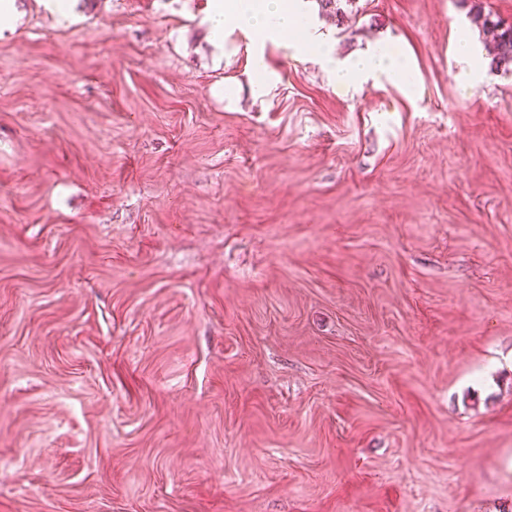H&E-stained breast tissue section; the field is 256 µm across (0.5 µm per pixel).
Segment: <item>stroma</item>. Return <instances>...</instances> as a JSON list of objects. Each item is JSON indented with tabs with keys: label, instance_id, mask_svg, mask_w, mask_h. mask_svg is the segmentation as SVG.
Listing matches in <instances>:
<instances>
[{
	"label": "stroma",
	"instance_id": "stroma-1",
	"mask_svg": "<svg viewBox=\"0 0 512 512\" xmlns=\"http://www.w3.org/2000/svg\"><path fill=\"white\" fill-rule=\"evenodd\" d=\"M479 7L342 0L337 59L210 0L0 31V512H512V64ZM206 18L210 37L221 45L224 19L235 23L233 29L251 35L255 43L288 41L293 56L313 54L334 76L336 85L348 87L386 77L400 83L407 94H414L415 81L405 59L386 48H372L343 61L336 59L331 46L311 32L313 24L307 14V0H210ZM258 1V2H256ZM471 20L483 33L490 34L494 43L491 54V68H498L501 63H512V25H503L500 20H492L490 13L484 14L480 9L470 11Z\"/></svg>",
	"mask_w": 512,
	"mask_h": 512
}]
</instances>
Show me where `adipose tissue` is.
<instances>
[{
	"label": "adipose tissue",
	"mask_w": 512,
	"mask_h": 512,
	"mask_svg": "<svg viewBox=\"0 0 512 512\" xmlns=\"http://www.w3.org/2000/svg\"><path fill=\"white\" fill-rule=\"evenodd\" d=\"M232 19L236 30L254 42H287L293 55L311 54L334 76L337 86L348 87L381 77L400 83L414 94L415 81L405 59L385 48H372L354 57L337 60L331 46L312 30L306 0H212L206 18L214 43L224 40V21Z\"/></svg>",
	"instance_id": "1"
}]
</instances>
